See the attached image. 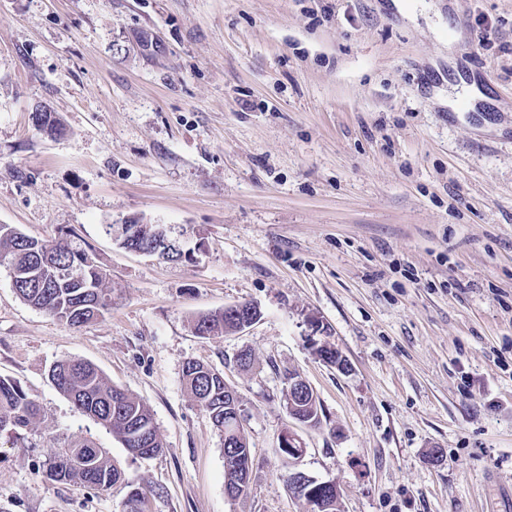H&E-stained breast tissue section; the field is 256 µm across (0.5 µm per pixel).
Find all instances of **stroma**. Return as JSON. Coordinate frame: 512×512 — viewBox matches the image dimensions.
<instances>
[{
	"mask_svg": "<svg viewBox=\"0 0 512 512\" xmlns=\"http://www.w3.org/2000/svg\"><path fill=\"white\" fill-rule=\"evenodd\" d=\"M463 82L484 99L457 112ZM129 215L185 259L123 248ZM0 224L72 239L112 287L72 327L0 268V376L41 407L0 438V512H121L130 483L149 512H311L278 448L289 373L322 406L301 467L342 512H512V0H0ZM245 301V332L196 334ZM65 359L143 400L163 452L132 458L77 410L49 378ZM191 359L240 397L247 498L224 493ZM80 437L124 483L45 476Z\"/></svg>",
	"mask_w": 512,
	"mask_h": 512,
	"instance_id": "1",
	"label": "stroma"
}]
</instances>
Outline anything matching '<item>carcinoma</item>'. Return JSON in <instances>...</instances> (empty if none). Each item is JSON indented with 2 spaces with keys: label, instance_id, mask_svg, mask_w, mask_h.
Returning <instances> with one entry per match:
<instances>
[{
  "label": "carcinoma",
  "instance_id": "cac0c4a2",
  "mask_svg": "<svg viewBox=\"0 0 512 512\" xmlns=\"http://www.w3.org/2000/svg\"><path fill=\"white\" fill-rule=\"evenodd\" d=\"M46 133L65 131L56 114L48 110L32 113ZM9 270L17 296L71 326H80L103 315L112 307V290L105 287L107 273L86 249L61 237L51 241L27 236L10 224H0V267ZM198 335L224 334V311L203 314L195 321ZM49 377L84 415L109 429L134 457L150 458L163 451L150 408L128 391L104 378L92 364L61 360ZM182 384L206 412L225 443L224 475L227 487L248 493L242 465L252 458L245 436L235 417L224 410V375L212 367L189 360L182 368ZM321 406L316 400H300L289 413L306 426L321 423ZM40 419V407L14 379L0 376V435L17 437ZM48 479L58 483L79 482L105 492L123 478L106 449L88 438L69 440L53 453L46 469ZM312 512H338L336 495L321 487L308 500ZM146 494L132 485L122 502V512H145Z\"/></svg>",
  "mask_w": 512,
  "mask_h": 512
}]
</instances>
